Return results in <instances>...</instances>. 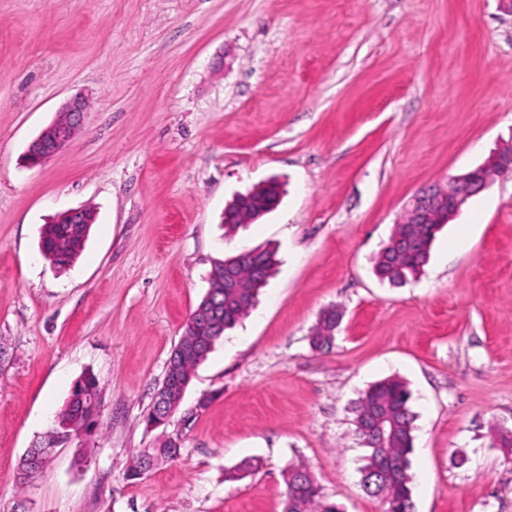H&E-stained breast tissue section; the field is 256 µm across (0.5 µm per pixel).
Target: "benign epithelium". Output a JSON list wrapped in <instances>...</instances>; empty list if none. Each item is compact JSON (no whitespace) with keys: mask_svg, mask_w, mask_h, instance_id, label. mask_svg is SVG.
<instances>
[{"mask_svg":"<svg viewBox=\"0 0 512 512\" xmlns=\"http://www.w3.org/2000/svg\"><path fill=\"white\" fill-rule=\"evenodd\" d=\"M88 101L80 93L68 99L61 112L67 122L51 123L29 143L25 152L30 167L45 163L65 149L82 125ZM495 168L512 169V141L500 145L489 158L476 169L448 178L444 185L422 190L407 205L404 214L407 224H444L452 219L470 198L482 192L493 181L488 171Z\"/></svg>","mask_w":512,"mask_h":512,"instance_id":"benign-epithelium-1","label":"benign epithelium"}]
</instances>
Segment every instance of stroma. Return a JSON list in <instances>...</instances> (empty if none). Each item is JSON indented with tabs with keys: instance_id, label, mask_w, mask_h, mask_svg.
<instances>
[{
	"instance_id": "1",
	"label": "stroma",
	"mask_w": 512,
	"mask_h": 512,
	"mask_svg": "<svg viewBox=\"0 0 512 512\" xmlns=\"http://www.w3.org/2000/svg\"><path fill=\"white\" fill-rule=\"evenodd\" d=\"M79 92L72 144L27 167ZM510 139L498 0H0V512H282L299 462L343 512H382L351 406L385 378L416 415L415 512H512V173L444 226L419 279L373 273L416 194ZM271 179L279 205L225 235L226 203ZM82 206L84 250L57 269L41 229ZM264 248L257 307L148 429L212 262ZM330 307L336 339L313 349ZM87 371L99 428L19 486ZM162 434L178 458L131 478Z\"/></svg>"
}]
</instances>
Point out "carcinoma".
<instances>
[{"label": "carcinoma", "mask_w": 512, "mask_h": 512, "mask_svg": "<svg viewBox=\"0 0 512 512\" xmlns=\"http://www.w3.org/2000/svg\"><path fill=\"white\" fill-rule=\"evenodd\" d=\"M279 184L258 190L253 196L233 205V223L224 225L225 234L257 220L258 209L278 201ZM440 224H397L387 244L374 259L375 276L391 286L400 287L418 277L428 264L431 244ZM90 225L47 224L41 233V249L50 263L65 269L81 254ZM413 232L415 249L409 251L397 246L399 238ZM275 254L271 251H248L213 262L211 270L231 281V286L218 284L217 308L203 310L197 317H189L183 334L174 346L166 376L189 381L195 369L207 358L224 331L233 328L256 305L259 291L274 271ZM340 324V314L334 309L324 311L312 331L310 343L316 349L332 345ZM411 395L402 382L386 379L371 385L352 407L355 432L367 448L365 464L360 469L365 491L378 497L384 512L398 509L414 512L412 477L409 474V455L413 449V430L416 415L410 406ZM101 406L100 389L96 376L87 372L75 382L71 394L57 414L55 424L42 440L44 444L63 446L81 442L98 428ZM380 419L385 422V434L376 441L363 434L361 427ZM180 452L172 438L139 452L132 466L138 475L151 468L150 456L158 453L172 460ZM286 497L283 512H340L338 505L327 500L310 470L303 464L289 465L284 471Z\"/></svg>", "instance_id": "carcinoma-1"}]
</instances>
